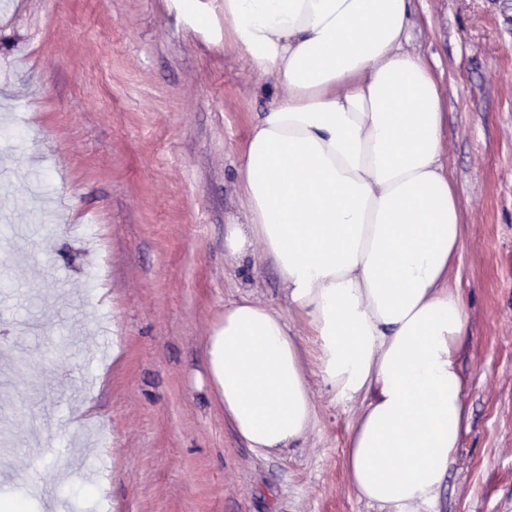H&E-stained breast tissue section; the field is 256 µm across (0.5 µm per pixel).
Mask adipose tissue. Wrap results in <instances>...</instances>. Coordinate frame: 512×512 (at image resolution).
<instances>
[{
	"instance_id": "1",
	"label": "adipose tissue",
	"mask_w": 512,
	"mask_h": 512,
	"mask_svg": "<svg viewBox=\"0 0 512 512\" xmlns=\"http://www.w3.org/2000/svg\"><path fill=\"white\" fill-rule=\"evenodd\" d=\"M412 0H222L224 36L283 91L253 125L240 182L248 221L318 342L337 400L361 401L347 470L377 512H425L465 425L456 347L466 311L449 270L464 217L443 163L432 70L404 48ZM209 361L224 418L269 453L305 438L315 402L285 318L226 305Z\"/></svg>"
}]
</instances>
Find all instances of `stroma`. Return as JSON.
Instances as JSON below:
<instances>
[{
    "mask_svg": "<svg viewBox=\"0 0 512 512\" xmlns=\"http://www.w3.org/2000/svg\"><path fill=\"white\" fill-rule=\"evenodd\" d=\"M444 96L466 227L449 281L465 430L433 512H512V0H413L405 44ZM281 96L224 27L175 0H0V512H376L346 466L360 403L247 221L250 126ZM280 312L316 404L262 454L224 419L207 347L224 308Z\"/></svg>",
    "mask_w": 512,
    "mask_h": 512,
    "instance_id": "35a3bbf8",
    "label": "stroma"
}]
</instances>
